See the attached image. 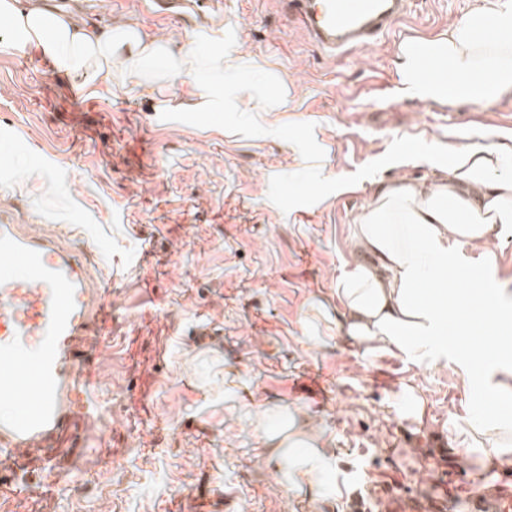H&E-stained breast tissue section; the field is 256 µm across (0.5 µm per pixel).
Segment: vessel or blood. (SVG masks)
<instances>
[{"label": "vessel or blood", "mask_w": 512, "mask_h": 512, "mask_svg": "<svg viewBox=\"0 0 512 512\" xmlns=\"http://www.w3.org/2000/svg\"><path fill=\"white\" fill-rule=\"evenodd\" d=\"M409 0H280L322 51L338 56L376 45ZM160 11L202 17L224 0H157ZM112 317L108 286L77 241L36 233L0 208V456L76 445L94 411L96 382L80 350Z\"/></svg>", "instance_id": "vessel-or-blood-1"}]
</instances>
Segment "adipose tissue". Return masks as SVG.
Wrapping results in <instances>:
<instances>
[{
	"mask_svg": "<svg viewBox=\"0 0 512 512\" xmlns=\"http://www.w3.org/2000/svg\"><path fill=\"white\" fill-rule=\"evenodd\" d=\"M0 18L10 25L0 52L37 50L57 73L85 78L93 95L111 89L119 71L131 94L187 75L195 108L229 113L224 131L232 135L250 129L255 112L288 109L285 79L224 48L220 29L205 79L195 49L173 50L133 20L103 30L46 0H0ZM395 65L399 90L411 99L456 106L511 93L512 0H483L437 39L403 43ZM511 230L512 142L451 149L437 179L378 180L349 226L352 259L335 288L337 335L363 356L390 351L419 367L442 361L471 380L478 357L466 339L474 321L498 319L512 304V281L499 279L496 252ZM258 432L266 447H287L289 475L318 487L326 463L306 411L288 409L279 424H260ZM462 436L499 469H512V414L470 423Z\"/></svg>",
	"mask_w": 512,
	"mask_h": 512,
	"instance_id": "adipose-tissue-1",
	"label": "adipose tissue"
}]
</instances>
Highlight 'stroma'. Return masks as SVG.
Listing matches in <instances>:
<instances>
[{"label":"stroma","instance_id":"stroma-1","mask_svg":"<svg viewBox=\"0 0 512 512\" xmlns=\"http://www.w3.org/2000/svg\"><path fill=\"white\" fill-rule=\"evenodd\" d=\"M147 0H82L88 22L127 19L175 46L213 50L212 33L159 20ZM477 0H410L377 45L329 58L277 0H224V42L288 83L277 124L224 135V117L178 112L189 83L90 97L33 52L0 53V204L42 232L88 226L86 250L109 286L112 319L88 353L100 417L74 461L35 471L0 458V512H386L394 496L444 498L470 512L474 492L512 473L470 454L482 484L442 488L484 402L492 352L471 383L455 366L418 368L388 351L362 358L310 315L335 312L354 215L370 187L336 194L288 182L289 142L322 152L330 172L390 178L404 145L447 160L451 148L512 134V93L451 109L401 97L395 60L432 40ZM153 381L140 395L142 379ZM412 386L422 406L398 398ZM303 406L324 432L323 487L286 481L282 449L256 434L265 408Z\"/></svg>","mask_w":512,"mask_h":512}]
</instances>
